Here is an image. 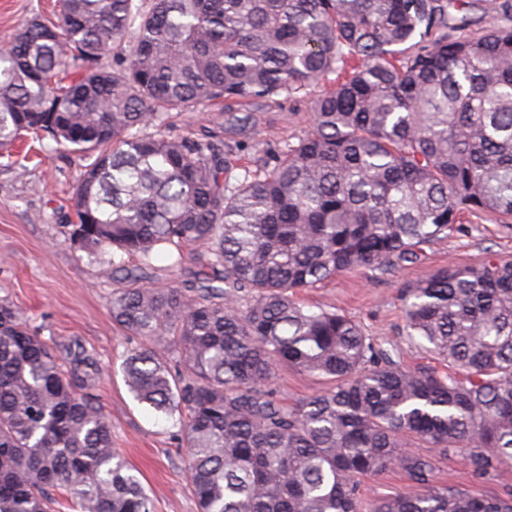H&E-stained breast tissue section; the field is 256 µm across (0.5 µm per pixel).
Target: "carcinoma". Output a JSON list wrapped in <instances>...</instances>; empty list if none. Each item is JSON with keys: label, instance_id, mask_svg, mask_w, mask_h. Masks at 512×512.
I'll return each mask as SVG.
<instances>
[{"label": "carcinoma", "instance_id": "cac0c4a2", "mask_svg": "<svg viewBox=\"0 0 512 512\" xmlns=\"http://www.w3.org/2000/svg\"><path fill=\"white\" fill-rule=\"evenodd\" d=\"M318 84L311 129L272 165L237 164L222 126L171 132L195 106ZM27 135L86 161L69 242L138 258L102 269L124 274L112 321L138 339L125 382L176 417L197 512H512L406 451L512 478V261L404 284L401 334L434 365L296 296L420 261L463 212L512 222V0H60L0 47V157ZM188 246L196 269L152 286L153 256ZM281 366L327 387L290 406ZM102 375L0 300V512H56L57 491L77 512H153ZM389 468L427 491L369 499L360 478Z\"/></svg>", "mask_w": 512, "mask_h": 512}]
</instances>
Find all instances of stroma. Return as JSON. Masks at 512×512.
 <instances>
[{
	"instance_id": "1",
	"label": "stroma",
	"mask_w": 512,
	"mask_h": 512,
	"mask_svg": "<svg viewBox=\"0 0 512 512\" xmlns=\"http://www.w3.org/2000/svg\"><path fill=\"white\" fill-rule=\"evenodd\" d=\"M54 2L0 0V46L33 10L51 15ZM235 112L241 121L225 128V139L259 146L273 156L285 140L308 129L311 97L283 94ZM248 112L253 120H245ZM31 144L28 138L16 143L14 164L0 158V299L8 300L44 340L76 342L96 354L106 370L96 395L112 424V445L151 496L154 512H197L177 426L138 403L125 384L122 363L132 341L114 327L109 307L119 283L102 278L99 259L75 249L66 238L82 162L63 150L35 153ZM490 256L512 260V228L467 214L461 231L432 245L421 261L384 276L339 274L302 297L351 317L382 346L399 345L403 318L398 291L404 282ZM409 451L431 461L437 484L477 496L512 494V485L473 476L458 453H435L419 441Z\"/></svg>"
}]
</instances>
